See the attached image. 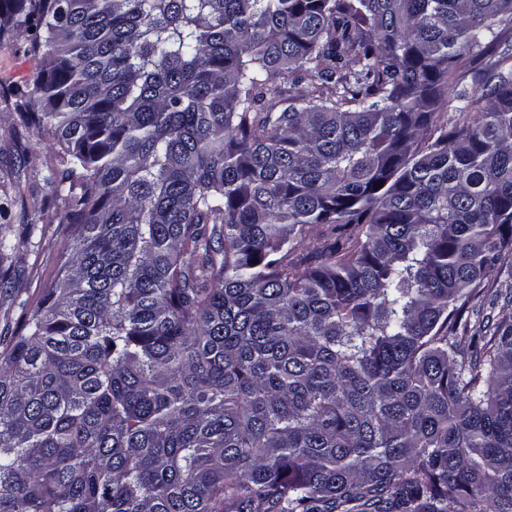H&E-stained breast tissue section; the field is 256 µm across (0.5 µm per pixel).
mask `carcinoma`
<instances>
[{
  "mask_svg": "<svg viewBox=\"0 0 512 512\" xmlns=\"http://www.w3.org/2000/svg\"><path fill=\"white\" fill-rule=\"evenodd\" d=\"M21 29L0 108L70 245L0 351V512H512V318L470 327L512 300V0H0ZM35 67V60L8 51L0 52V79L5 77L24 78Z\"/></svg>",
  "mask_w": 512,
  "mask_h": 512,
  "instance_id": "1",
  "label": "carcinoma"
}]
</instances>
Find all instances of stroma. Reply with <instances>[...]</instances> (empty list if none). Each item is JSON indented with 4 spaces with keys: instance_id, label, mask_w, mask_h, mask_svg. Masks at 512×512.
Listing matches in <instances>:
<instances>
[{
    "instance_id": "35a3bbf8",
    "label": "stroma",
    "mask_w": 512,
    "mask_h": 512,
    "mask_svg": "<svg viewBox=\"0 0 512 512\" xmlns=\"http://www.w3.org/2000/svg\"><path fill=\"white\" fill-rule=\"evenodd\" d=\"M53 153L34 132L20 130L15 113L0 112V223L7 225L12 248L0 252V268L20 283V290L0 286V336L11 335L24 315L34 311L39 296L54 287L58 258L69 245L60 219L63 200L50 196L45 181ZM42 204L48 222L37 247L18 245L24 231L22 205Z\"/></svg>"
}]
</instances>
